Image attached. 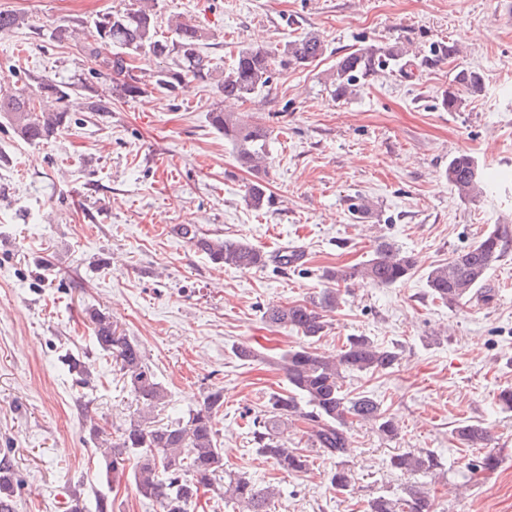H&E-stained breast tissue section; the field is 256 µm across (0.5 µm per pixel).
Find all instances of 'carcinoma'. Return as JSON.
<instances>
[{"label": "carcinoma", "mask_w": 512, "mask_h": 512, "mask_svg": "<svg viewBox=\"0 0 512 512\" xmlns=\"http://www.w3.org/2000/svg\"><path fill=\"white\" fill-rule=\"evenodd\" d=\"M23 24L22 16L0 10V34L11 32ZM94 31L85 38L81 51L91 64L97 82L65 83L49 77L34 76L32 82L13 91H0V120L13 134L30 144L45 143L58 135L70 119L73 100H83L89 112H109L112 99L135 100L147 93L150 85L175 91L186 78L213 83L226 102H246L269 86L275 72L317 65L326 53V45L316 35L305 34L269 49L247 45L238 50L233 64L224 67L204 54L208 32L189 21L170 22V35L158 33L152 9L114 11L93 21ZM77 30L55 26L42 30L50 42L63 43L76 38ZM148 52L161 60L159 70L146 76L135 73L130 59ZM404 51L396 44H370L355 48L336 60L326 73V83L336 99L358 91L383 67L403 60ZM459 92L443 95L441 106L448 112L459 111L467 96H478L483 84L478 74L466 69L456 74ZM212 127L224 134L233 148L237 165L255 175L245 186L244 197L249 207L263 210L271 204L261 173L267 169L272 130L242 119L237 113L223 109L209 113ZM448 184L462 198H476L481 193L483 178L474 172L473 158L461 153L453 157L445 171ZM181 233L210 259L227 267L263 268L265 252L241 239L201 236L190 224ZM504 237L493 230L468 248L457 252L448 262L433 268L427 276L428 287L436 299L448 308L468 301L487 279L492 264L501 256ZM414 261L392 243L378 242L369 258L362 263L326 271L336 284L361 281L378 286L403 282L411 273ZM340 289L328 290L311 302L288 306H272L262 313L271 326L290 327L309 341L320 337L327 326L325 313L338 308ZM86 316L93 325L98 349L112 356L124 385L135 400L148 411L165 403L166 392L154 371L145 361L140 344L127 336L112 318L88 307ZM401 352L382 346L368 336H352L334 355L302 346L281 357L290 386L289 393L274 394L268 410L252 420V441L262 456L271 459L288 474L307 470L308 455L288 447V425L293 419L306 424L304 434L311 446L336 459L331 484L339 493L348 491L350 477L344 468L350 455V423L373 424L388 440L398 437L396 423L381 411L380 404L368 395L350 397L344 393L343 381L348 375L387 371L399 364ZM63 363L78 385H87L91 373L86 362L73 354L63 356ZM224 406V389L214 388L203 403L163 426L147 424L142 416L121 432L117 440L101 434L90 425V435L103 451L101 470L106 482H116L125 472V461L134 456L132 473L137 493L156 502L159 512H191L200 492L223 482L224 502L241 512H267L275 489L262 488L249 478L224 469V457L214 427L215 414ZM456 436L468 448H486L490 435L479 423H466L456 428ZM391 467L402 473L428 474L441 468V461L431 451L398 454ZM499 458L487 452L471 465V474L492 472ZM20 480L8 460H0V512H15ZM369 512H433L427 491L412 486L399 497L378 496L369 502Z\"/></svg>", "instance_id": "obj_1"}]
</instances>
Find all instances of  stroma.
Returning a JSON list of instances; mask_svg holds the SVG:
<instances>
[{
    "instance_id": "1",
    "label": "stroma",
    "mask_w": 512,
    "mask_h": 512,
    "mask_svg": "<svg viewBox=\"0 0 512 512\" xmlns=\"http://www.w3.org/2000/svg\"><path fill=\"white\" fill-rule=\"evenodd\" d=\"M137 0H0L24 23L0 36V89L22 86L26 73L88 76L79 43L47 42L51 24L90 25L96 15ZM159 25L181 16L207 29L205 53L231 65L240 46L277 47L319 34L327 46L315 67L277 73L269 90L241 105L249 120L276 132L266 179L270 207L244 200L250 175L209 123L222 106L215 86L192 81L176 94L152 89L108 112H72L55 139L29 144L0 128V458L21 486L16 512H65L81 494L87 512L108 498L113 512H159L132 479L99 480L90 424L119 435L141 406L124 387L111 356L99 352L86 307L110 315L141 344L167 392L154 423L174 420L224 390L215 427L226 470L279 496L270 512H366L378 496L428 488L435 512H512V412L497 401L512 387V0H152ZM408 47L411 67H386L357 95L334 99L324 74L337 58L371 43ZM457 44L453 59L434 47ZM478 72L483 92L456 112L443 94L461 69ZM472 156L485 191L464 199L445 171ZM369 198L362 219L348 211ZM245 239L270 257L266 268L213 263L180 233L181 225ZM500 230L505 252L485 292L448 309L427 275L483 234ZM415 260L392 286L353 283L313 346L333 354L348 337L368 336L401 351L386 372L347 378L348 396L368 395L398 425L386 440L366 423L350 427L349 492L330 484L334 459L310 447L303 422L288 445L305 449L309 471L288 475L260 455L251 421L273 394L288 390L278 364L305 345L300 333L271 327L265 308L303 303L329 283L325 270L365 260L378 240ZM303 255L294 266L278 255ZM251 345L257 356L239 360ZM89 364L90 386L76 387L62 358ZM484 426L500 465L471 477L481 452L454 431ZM437 454L432 475H400L391 457Z\"/></svg>"
}]
</instances>
